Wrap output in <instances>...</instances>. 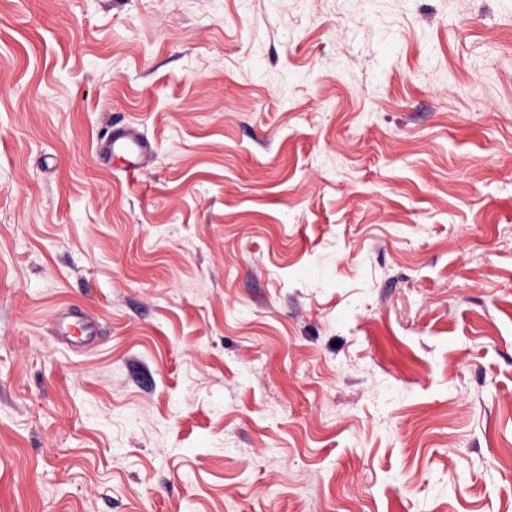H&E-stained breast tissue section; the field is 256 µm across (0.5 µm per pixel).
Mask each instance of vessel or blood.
I'll list each match as a JSON object with an SVG mask.
<instances>
[{"mask_svg":"<svg viewBox=\"0 0 512 512\" xmlns=\"http://www.w3.org/2000/svg\"><path fill=\"white\" fill-rule=\"evenodd\" d=\"M96 155L103 164L120 160L123 173L133 180L152 162L155 146L136 127L117 123L99 143ZM52 329L58 341L71 346L92 345L99 335L96 323L84 312L74 308L62 310L56 315Z\"/></svg>","mask_w":512,"mask_h":512,"instance_id":"1","label":"vessel or blood"}]
</instances>
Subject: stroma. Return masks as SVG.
Here are the masks:
<instances>
[{
  "mask_svg": "<svg viewBox=\"0 0 512 512\" xmlns=\"http://www.w3.org/2000/svg\"><path fill=\"white\" fill-rule=\"evenodd\" d=\"M0 512H512V0H0ZM97 160L110 164L118 159L122 162V171L129 179H136L147 167L155 155V145L136 127L116 123L98 145ZM52 329L58 341L71 346H89L99 336L96 323L84 312L67 308L56 315Z\"/></svg>",
  "mask_w": 512,
  "mask_h": 512,
  "instance_id": "35a3bbf8",
  "label": "stroma"
}]
</instances>
